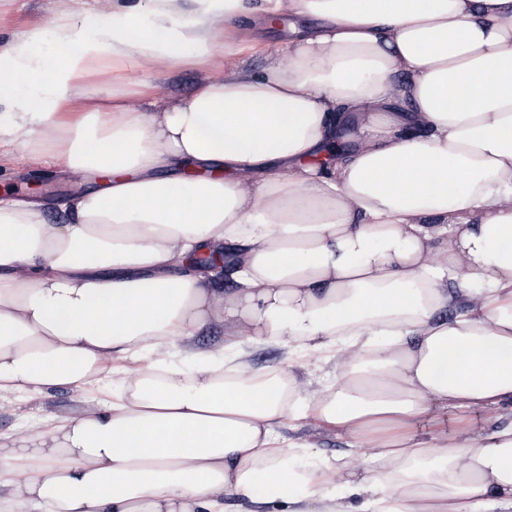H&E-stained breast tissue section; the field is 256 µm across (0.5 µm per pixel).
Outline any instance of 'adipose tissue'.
Returning <instances> with one entry per match:
<instances>
[{
  "instance_id": "1",
  "label": "adipose tissue",
  "mask_w": 512,
  "mask_h": 512,
  "mask_svg": "<svg viewBox=\"0 0 512 512\" xmlns=\"http://www.w3.org/2000/svg\"><path fill=\"white\" fill-rule=\"evenodd\" d=\"M273 14L324 24L188 98L78 93ZM3 148L91 188L0 197V394L82 400L0 439V512H512V0H71L0 47ZM311 417L346 450L299 468Z\"/></svg>"
}]
</instances>
